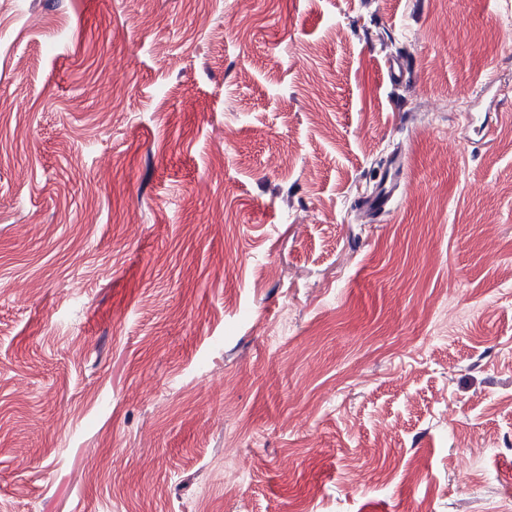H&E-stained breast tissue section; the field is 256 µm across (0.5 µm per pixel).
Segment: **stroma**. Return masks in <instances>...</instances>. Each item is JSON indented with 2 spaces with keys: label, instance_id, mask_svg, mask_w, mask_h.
I'll list each match as a JSON object with an SVG mask.
<instances>
[{
  "label": "stroma",
  "instance_id": "35a3bbf8",
  "mask_svg": "<svg viewBox=\"0 0 512 512\" xmlns=\"http://www.w3.org/2000/svg\"><path fill=\"white\" fill-rule=\"evenodd\" d=\"M510 44L512 0H0V512H512Z\"/></svg>",
  "mask_w": 512,
  "mask_h": 512
}]
</instances>
